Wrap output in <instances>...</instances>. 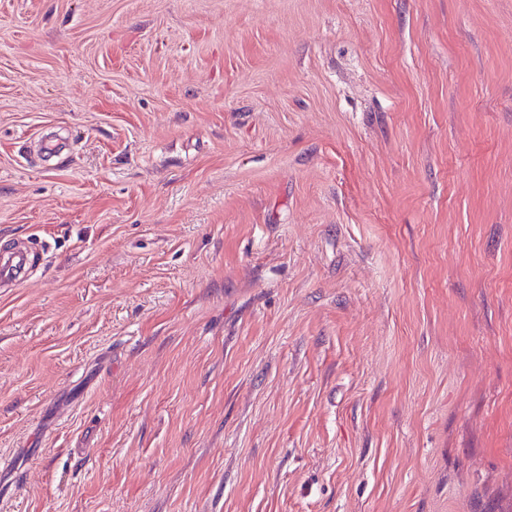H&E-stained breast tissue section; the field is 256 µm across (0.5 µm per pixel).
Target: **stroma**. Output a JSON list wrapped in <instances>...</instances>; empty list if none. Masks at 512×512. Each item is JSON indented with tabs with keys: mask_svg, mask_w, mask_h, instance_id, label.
Instances as JSON below:
<instances>
[{
	"mask_svg": "<svg viewBox=\"0 0 512 512\" xmlns=\"http://www.w3.org/2000/svg\"><path fill=\"white\" fill-rule=\"evenodd\" d=\"M0 512H512V0H0Z\"/></svg>",
	"mask_w": 512,
	"mask_h": 512,
	"instance_id": "stroma-1",
	"label": "stroma"
}]
</instances>
